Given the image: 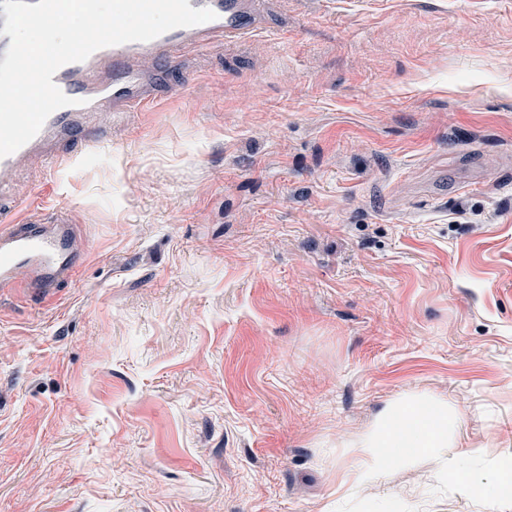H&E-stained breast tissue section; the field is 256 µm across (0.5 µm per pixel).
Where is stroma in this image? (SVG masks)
Returning <instances> with one entry per match:
<instances>
[{
  "instance_id": "stroma-1",
  "label": "stroma",
  "mask_w": 512,
  "mask_h": 512,
  "mask_svg": "<svg viewBox=\"0 0 512 512\" xmlns=\"http://www.w3.org/2000/svg\"><path fill=\"white\" fill-rule=\"evenodd\" d=\"M156 96L0 192L84 245L0 299V512H489L344 445L427 391L512 456V0H272Z\"/></svg>"
}]
</instances>
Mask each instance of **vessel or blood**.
Here are the masks:
<instances>
[{"label":"vessel or blood","instance_id":"obj_1","mask_svg":"<svg viewBox=\"0 0 512 512\" xmlns=\"http://www.w3.org/2000/svg\"><path fill=\"white\" fill-rule=\"evenodd\" d=\"M188 2L195 9H211L214 20L175 28L148 42L102 48L85 61L60 67L53 81L74 103L54 111L31 141L0 158V187L11 180L21 161L34 155L51 169H60L58 146L89 141L88 120L99 112H127L153 103L161 68L176 67L184 49L216 40L236 45L253 39L266 5V0ZM20 209L17 203L0 204V297L20 290L52 297L80 264L77 227L63 209L24 222L17 219Z\"/></svg>","mask_w":512,"mask_h":512}]
</instances>
